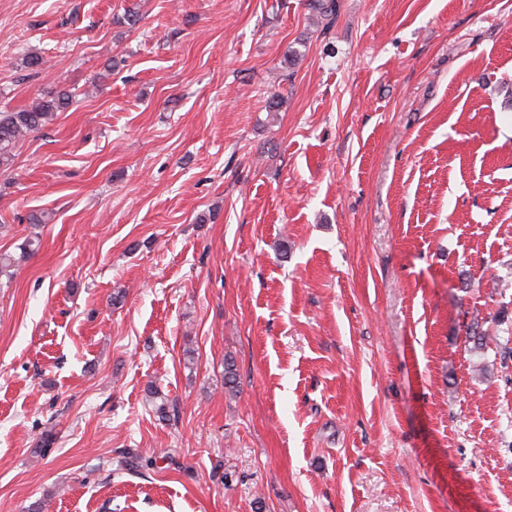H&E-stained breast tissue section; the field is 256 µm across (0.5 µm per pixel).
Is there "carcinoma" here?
<instances>
[{"label": "carcinoma", "instance_id": "cac0c4a2", "mask_svg": "<svg viewBox=\"0 0 512 512\" xmlns=\"http://www.w3.org/2000/svg\"><path fill=\"white\" fill-rule=\"evenodd\" d=\"M308 8L317 16L331 20L336 15V0H309ZM71 95L65 90L55 95L38 98L26 108L0 110V167H9L14 158V149L20 141L49 124L55 113L62 112L70 105ZM35 241L28 240L21 248V254L14 257L0 255V275L11 276V269L25 260ZM152 464V461L128 451L119 461V469L137 471Z\"/></svg>", "mask_w": 512, "mask_h": 512}]
</instances>
